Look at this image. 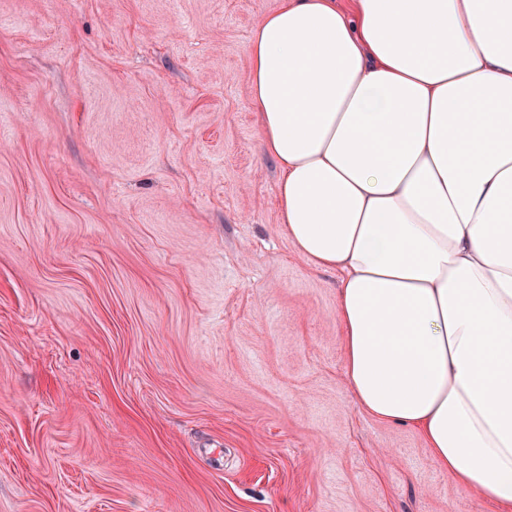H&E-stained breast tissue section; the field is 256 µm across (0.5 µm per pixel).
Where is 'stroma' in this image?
<instances>
[{
  "instance_id": "stroma-1",
  "label": "stroma",
  "mask_w": 512,
  "mask_h": 512,
  "mask_svg": "<svg viewBox=\"0 0 512 512\" xmlns=\"http://www.w3.org/2000/svg\"><path fill=\"white\" fill-rule=\"evenodd\" d=\"M280 0H0V512H496L360 407L279 221Z\"/></svg>"
}]
</instances>
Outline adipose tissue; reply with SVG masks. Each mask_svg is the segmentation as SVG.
Segmentation results:
<instances>
[{
	"mask_svg": "<svg viewBox=\"0 0 512 512\" xmlns=\"http://www.w3.org/2000/svg\"><path fill=\"white\" fill-rule=\"evenodd\" d=\"M250 64L357 402L512 512V0H283Z\"/></svg>",
	"mask_w": 512,
	"mask_h": 512,
	"instance_id": "ef3b65f1",
	"label": "adipose tissue"
}]
</instances>
